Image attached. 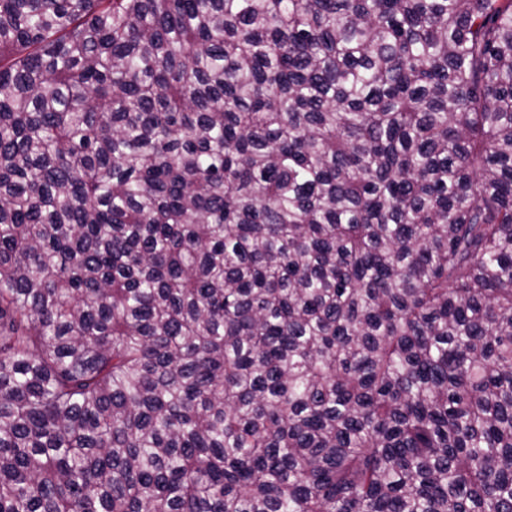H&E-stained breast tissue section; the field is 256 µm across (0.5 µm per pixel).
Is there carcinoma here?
Returning a JSON list of instances; mask_svg holds the SVG:
<instances>
[{
	"label": "carcinoma",
	"instance_id": "cac0c4a2",
	"mask_svg": "<svg viewBox=\"0 0 512 512\" xmlns=\"http://www.w3.org/2000/svg\"><path fill=\"white\" fill-rule=\"evenodd\" d=\"M0 512H512V0H0Z\"/></svg>",
	"mask_w": 512,
	"mask_h": 512
}]
</instances>
